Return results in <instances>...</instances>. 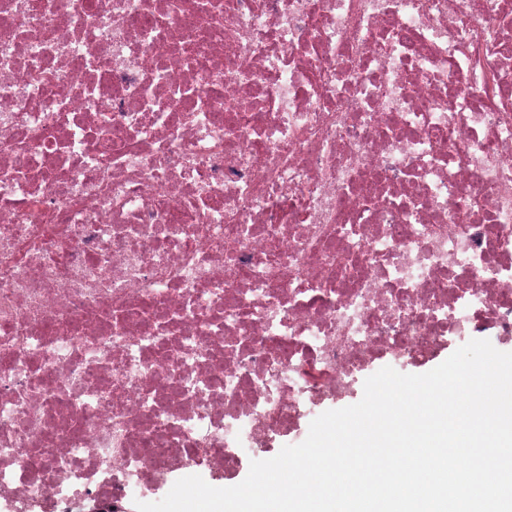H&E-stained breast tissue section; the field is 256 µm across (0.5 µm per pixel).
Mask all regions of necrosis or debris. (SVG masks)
<instances>
[{
	"instance_id": "obj_1",
	"label": "necrosis or debris",
	"mask_w": 512,
	"mask_h": 512,
	"mask_svg": "<svg viewBox=\"0 0 512 512\" xmlns=\"http://www.w3.org/2000/svg\"><path fill=\"white\" fill-rule=\"evenodd\" d=\"M512 345V0H0V499L127 512L378 361Z\"/></svg>"
}]
</instances>
